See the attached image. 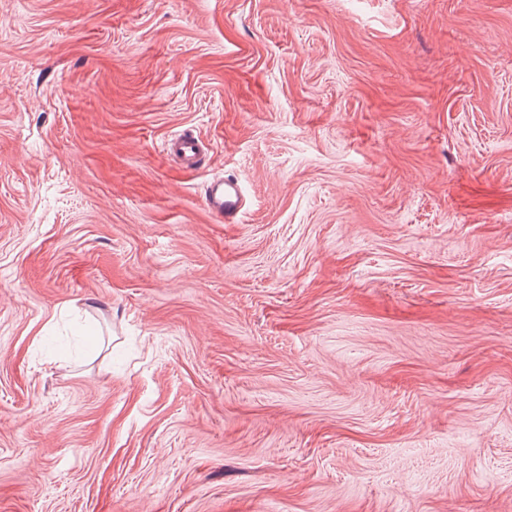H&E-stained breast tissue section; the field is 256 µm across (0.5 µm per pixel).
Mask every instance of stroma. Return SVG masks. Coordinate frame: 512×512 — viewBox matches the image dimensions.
Returning <instances> with one entry per match:
<instances>
[{
  "instance_id": "stroma-1",
  "label": "stroma",
  "mask_w": 512,
  "mask_h": 512,
  "mask_svg": "<svg viewBox=\"0 0 512 512\" xmlns=\"http://www.w3.org/2000/svg\"><path fill=\"white\" fill-rule=\"evenodd\" d=\"M0 512H512V0H0ZM162 152L174 157L186 169H197L204 156L202 147L194 135L183 132L167 139ZM242 200V183L237 178L218 179L207 187L205 202L214 214L227 218L235 213Z\"/></svg>"
}]
</instances>
